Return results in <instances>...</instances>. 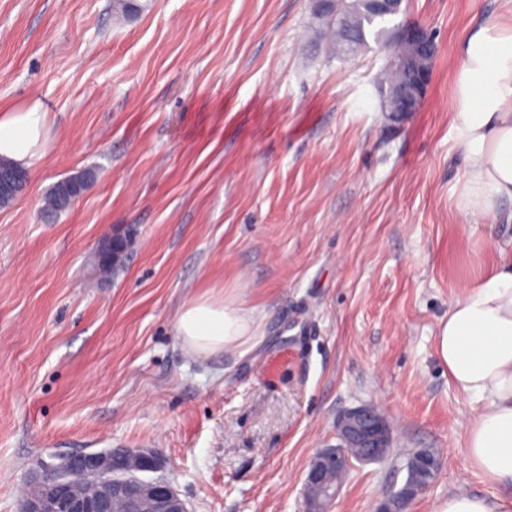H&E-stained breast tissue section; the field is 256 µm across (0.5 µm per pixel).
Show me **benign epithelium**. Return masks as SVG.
<instances>
[{
  "label": "benign epithelium",
  "instance_id": "7a95c632",
  "mask_svg": "<svg viewBox=\"0 0 512 512\" xmlns=\"http://www.w3.org/2000/svg\"><path fill=\"white\" fill-rule=\"evenodd\" d=\"M434 55L435 44L427 38L424 28L401 27L397 51L390 61L413 63L408 100H416L427 88L431 70L425 62ZM26 184L27 175L22 170L13 171L8 177L0 173V197H15ZM129 238L123 230L113 233L98 250L99 258L114 262L124 257ZM336 435V447L317 452L305 478V487L318 491L328 502L337 495L327 484L330 471L346 468L353 459L372 463L390 454L385 417L371 405L363 404L341 415L336 421ZM438 466L432 452L417 450L410 464V481L379 512H404L406 504L428 488ZM163 468V457L151 449L125 448L119 459L108 448L63 455L44 465V477L29 486L23 512H188L173 486L157 476Z\"/></svg>",
  "mask_w": 512,
  "mask_h": 512
}]
</instances>
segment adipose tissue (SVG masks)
Here are the masks:
<instances>
[{"label":"adipose tissue","mask_w":512,"mask_h":512,"mask_svg":"<svg viewBox=\"0 0 512 512\" xmlns=\"http://www.w3.org/2000/svg\"><path fill=\"white\" fill-rule=\"evenodd\" d=\"M453 51L451 132L465 175L459 206L493 219L512 202V15L471 24ZM47 127L39 101L0 110V158L35 168ZM175 332L188 352L213 355L245 344L252 322L234 298L200 295L182 304ZM436 351L454 387L476 404L466 434L471 466L488 484L512 487V254L449 304Z\"/></svg>","instance_id":"1"}]
</instances>
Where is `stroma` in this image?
<instances>
[{"label":"stroma","instance_id":"obj_1","mask_svg":"<svg viewBox=\"0 0 512 512\" xmlns=\"http://www.w3.org/2000/svg\"><path fill=\"white\" fill-rule=\"evenodd\" d=\"M0 0V107L40 101L48 148L0 206V512H22L42 463L149 448L188 512H306L315 453L371 404L391 453L351 462L331 512H374L407 456L442 467L406 512L489 497L469 464V399L435 336L448 303L512 250L457 206L453 45L512 0H403L437 55L417 111H381L376 44L331 55L312 0ZM92 178L67 210L43 199ZM138 234L113 280L97 250ZM236 297L253 334L188 353L187 299Z\"/></svg>","mask_w":512,"mask_h":512}]
</instances>
